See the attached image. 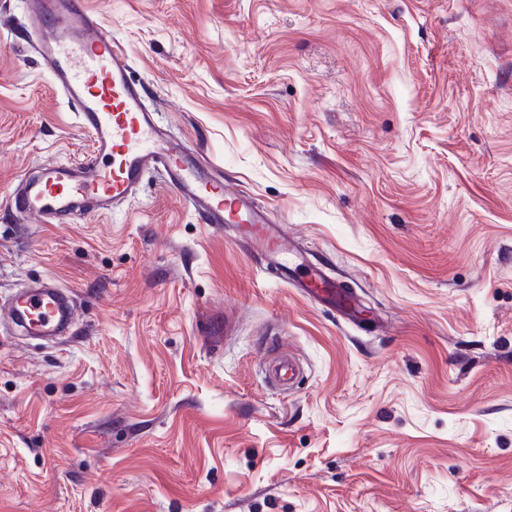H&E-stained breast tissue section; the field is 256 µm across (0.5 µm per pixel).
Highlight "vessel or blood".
Here are the masks:
<instances>
[{"mask_svg": "<svg viewBox=\"0 0 512 512\" xmlns=\"http://www.w3.org/2000/svg\"><path fill=\"white\" fill-rule=\"evenodd\" d=\"M35 31L29 50L90 134L91 154L76 162L49 163L26 175L9 194L10 208L43 224H74L88 214H111L138 197L147 177L160 173L205 224L235 226L238 240L262 255L279 281L298 288L345 323L369 328L356 291L344 288L300 247L284 244L281 226L249 195L230 191L219 168L174 138L148 106L130 72L127 55L106 33L87 0H26ZM26 335L56 341L71 334L72 291L50 277L20 288L7 301Z\"/></svg>", "mask_w": 512, "mask_h": 512, "instance_id": "b4317fda", "label": "vessel or blood"}]
</instances>
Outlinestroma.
<instances>
[{
  "mask_svg": "<svg viewBox=\"0 0 512 512\" xmlns=\"http://www.w3.org/2000/svg\"><path fill=\"white\" fill-rule=\"evenodd\" d=\"M159 122L356 289L336 319L149 176L67 226L4 197L90 136L0 25V512H512V0H89ZM300 375L269 377L280 357ZM6 309L26 335L54 342L71 336L76 298L55 279L45 277L18 289L7 301Z\"/></svg>",
  "mask_w": 512,
  "mask_h": 512,
  "instance_id": "1",
  "label": "stroma"
}]
</instances>
